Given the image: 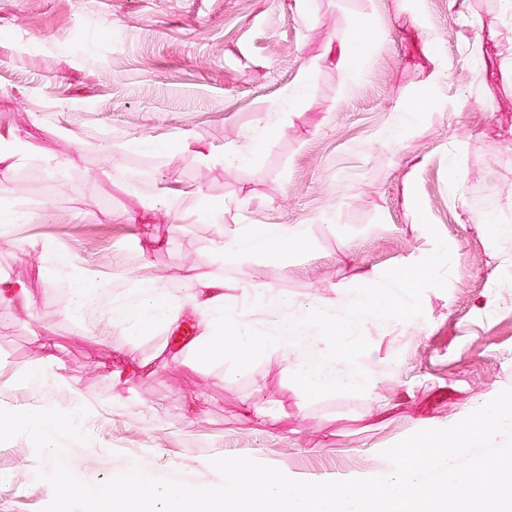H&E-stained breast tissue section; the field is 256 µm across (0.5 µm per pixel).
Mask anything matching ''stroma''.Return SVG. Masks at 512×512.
Instances as JSON below:
<instances>
[{"label":"stroma","mask_w":512,"mask_h":512,"mask_svg":"<svg viewBox=\"0 0 512 512\" xmlns=\"http://www.w3.org/2000/svg\"><path fill=\"white\" fill-rule=\"evenodd\" d=\"M465 3L479 31L454 0H0V149L26 155L0 163V210L30 215L0 228V407L87 408L90 440L67 456L85 482L136 463L215 486L210 461L230 456L296 480L375 477L384 449L512 389V237L494 229L512 221V9ZM360 24L371 48L351 68L338 49ZM437 71L439 104L394 126ZM426 219L451 252L447 287L425 291L422 317L364 326L379 366L361 395L308 400L274 350L235 374L175 331L131 338L101 312L71 317L52 273L58 255L116 297L139 278L178 298L217 277L231 303L246 282L332 302L429 255ZM270 224L301 226L302 245L217 261ZM50 359L62 383L17 379ZM250 405L262 413L248 422ZM44 467L27 437L0 443V512L50 503Z\"/></svg>","instance_id":"35a3bbf8"}]
</instances>
